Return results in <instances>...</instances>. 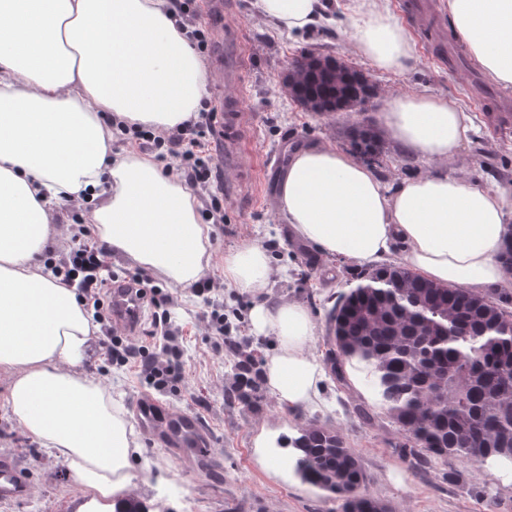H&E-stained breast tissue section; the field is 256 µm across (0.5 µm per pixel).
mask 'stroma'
I'll list each match as a JSON object with an SVG mask.
<instances>
[{"label":"stroma","instance_id":"obj_1","mask_svg":"<svg viewBox=\"0 0 512 512\" xmlns=\"http://www.w3.org/2000/svg\"><path fill=\"white\" fill-rule=\"evenodd\" d=\"M253 0H224V21L241 37L242 79L226 87L248 115L234 156L212 167L215 194L196 192L199 208L218 203L224 222L210 231L211 263L206 278L216 286L232 325V344L211 336L201 298L191 289L176 288L160 278L152 285L173 298L170 326L183 351V380L161 392L171 408L196 416L212 439L205 454H183L137 433L142 447L132 471L135 494L144 503L165 502V512H342L331 493L304 482L295 472L296 453L290 445L302 428L319 423L335 428L357 458L365 475L363 490L390 512H512V466L472 465L466 479L449 480L458 460H433L413 468L399 450L404 441L370 387L362 365L345 367L346 381L327 374L321 400L302 412L280 405L261 377L265 355L274 337L251 332L250 311L257 301L275 305L302 304L314 322L308 356L325 369L328 345L327 312L339 293L358 283L357 267L324 260L315 248L297 240L275 203L277 183L294 150L327 141L348 150L353 125L382 131L384 152L373 171L382 179L408 178L429 171L384 133V112L391 96L430 91L456 101L476 126L456 162L471 180L512 186V90L490 82L476 67L465 46L448 31L447 23L431 25L414 18L409 0H388L387 7L404 29L413 49L402 73L377 69L350 48L352 30L344 11L350 0H334L329 18L301 32H288L257 16ZM329 55L361 71L378 87L365 107L342 112H308L283 87L281 79L295 58L305 53ZM93 204L69 201L54 208L52 222L60 251H69L73 227L89 224ZM265 248L274 271L261 295L224 282V257L249 243ZM253 355V377L259 384L252 404L228 401L236 350ZM86 369L134 421V403L149 390L139 358L126 365L110 362L100 344H93ZM14 454L33 492L19 504L1 503L0 512H77L84 499L61 460L33 440L0 404V454Z\"/></svg>","mask_w":512,"mask_h":512}]
</instances>
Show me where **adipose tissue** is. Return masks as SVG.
Masks as SVG:
<instances>
[{"label":"adipose tissue","instance_id":"obj_1","mask_svg":"<svg viewBox=\"0 0 512 512\" xmlns=\"http://www.w3.org/2000/svg\"><path fill=\"white\" fill-rule=\"evenodd\" d=\"M355 48L400 71L410 42L384 0H352ZM169 0H0V373L12 417L68 467L88 497L78 512H116L132 489V429L86 371L98 329L75 287L46 272L51 213L95 201L89 229L113 254L185 288L209 267L197 200L157 162L112 149V123L162 132L180 127L207 95L200 56L177 28ZM257 15L303 31L326 0H254ZM455 35L491 82L512 88V0H447ZM396 143L436 163L392 184L353 156L314 142L293 152L279 212L325 257L371 267L401 251L420 277L487 288L505 277L512 189L457 172L472 121L429 92L395 96L384 114ZM273 273L257 244L224 257V280L260 293ZM255 336H275L265 385L294 410L320 396L322 372L305 353L313 335L297 302H259Z\"/></svg>","mask_w":512,"mask_h":512}]
</instances>
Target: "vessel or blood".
Masks as SVG:
<instances>
[{"mask_svg":"<svg viewBox=\"0 0 512 512\" xmlns=\"http://www.w3.org/2000/svg\"><path fill=\"white\" fill-rule=\"evenodd\" d=\"M238 69L233 62L225 61L223 54L212 57V75L216 87L235 80ZM224 114V143L227 150L237 147L236 135L244 127L247 116L239 102H220ZM145 299L135 295L126 283H113L110 289L112 321L115 327L132 330L142 321ZM134 410L142 432L157 438L168 448L204 452L211 445L210 439L198 420L185 412L165 408L157 398L144 394L139 396ZM32 492L28 481L23 479L17 461L7 454L0 455V502H19Z\"/></svg>","mask_w":512,"mask_h":512,"instance_id":"obj_1","label":"vessel or blood"}]
</instances>
